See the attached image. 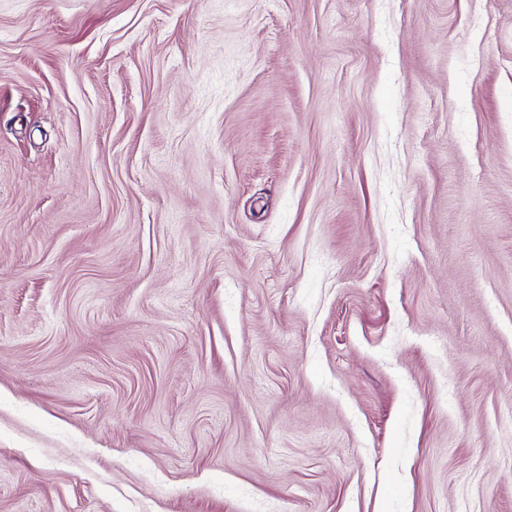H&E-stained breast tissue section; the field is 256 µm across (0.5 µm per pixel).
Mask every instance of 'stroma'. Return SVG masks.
<instances>
[{"label":"stroma","instance_id":"1","mask_svg":"<svg viewBox=\"0 0 512 512\" xmlns=\"http://www.w3.org/2000/svg\"><path fill=\"white\" fill-rule=\"evenodd\" d=\"M512 0H0V512H512Z\"/></svg>","mask_w":512,"mask_h":512}]
</instances>
